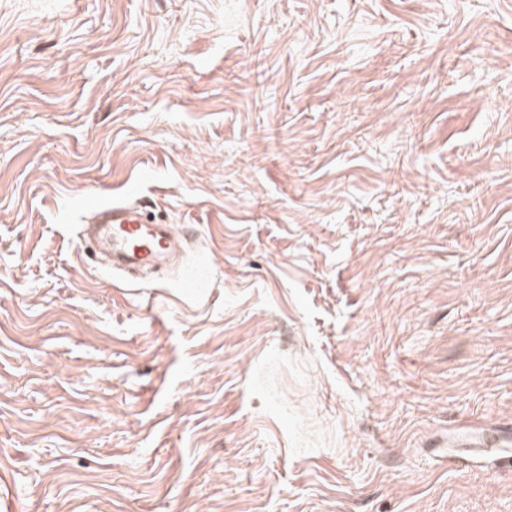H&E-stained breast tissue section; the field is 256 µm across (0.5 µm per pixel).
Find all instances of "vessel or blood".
<instances>
[{"label":"vessel or blood","mask_w":512,"mask_h":512,"mask_svg":"<svg viewBox=\"0 0 512 512\" xmlns=\"http://www.w3.org/2000/svg\"><path fill=\"white\" fill-rule=\"evenodd\" d=\"M79 234L107 248L113 272L131 279L160 268L180 244L172 225L147 221L143 206L136 201L98 205L87 223L80 225Z\"/></svg>","instance_id":"obj_1"}]
</instances>
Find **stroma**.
<instances>
[{
	"label": "stroma",
	"instance_id": "stroma-1",
	"mask_svg": "<svg viewBox=\"0 0 512 512\" xmlns=\"http://www.w3.org/2000/svg\"><path fill=\"white\" fill-rule=\"evenodd\" d=\"M508 430L512 0H0V512H512ZM84 221L90 224H78L79 235L107 248L112 273L122 272L130 279L160 268L178 248V237L183 240L172 224L146 221L144 207L137 201L100 204Z\"/></svg>",
	"mask_w": 512,
	"mask_h": 512
}]
</instances>
